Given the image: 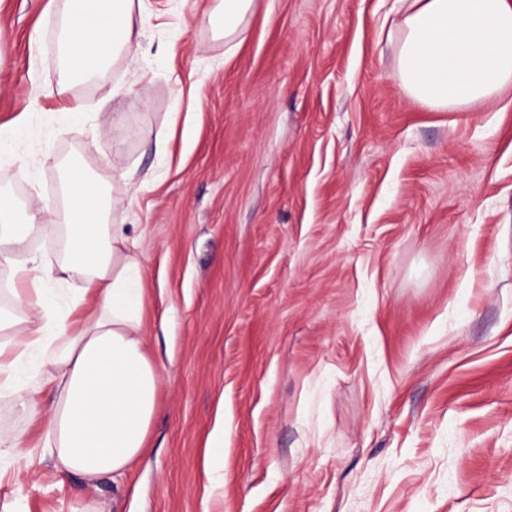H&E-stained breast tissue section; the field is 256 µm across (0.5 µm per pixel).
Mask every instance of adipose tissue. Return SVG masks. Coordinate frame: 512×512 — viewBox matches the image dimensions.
I'll list each match as a JSON object with an SVG mask.
<instances>
[{"instance_id":"1","label":"adipose tissue","mask_w":512,"mask_h":512,"mask_svg":"<svg viewBox=\"0 0 512 512\" xmlns=\"http://www.w3.org/2000/svg\"><path fill=\"white\" fill-rule=\"evenodd\" d=\"M135 0H62L58 52L68 78L86 79L117 53L136 58ZM398 77L429 106L460 108L512 91V0H409L400 24ZM60 217L68 227L61 271L83 288L59 305L39 255L21 253L13 207L0 201V260L15 265V298L37 313L16 356L0 345V387L32 407V381L48 369L55 401L41 446L60 471L87 483L122 476L142 456L160 393L143 335L142 266L135 243L107 221L99 185L72 168Z\"/></svg>"}]
</instances>
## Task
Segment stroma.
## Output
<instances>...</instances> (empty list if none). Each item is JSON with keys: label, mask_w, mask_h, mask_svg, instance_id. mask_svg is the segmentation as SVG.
Segmentation results:
<instances>
[{"label": "stroma", "mask_w": 512, "mask_h": 512, "mask_svg": "<svg viewBox=\"0 0 512 512\" xmlns=\"http://www.w3.org/2000/svg\"><path fill=\"white\" fill-rule=\"evenodd\" d=\"M219 3L144 0L138 60L65 86L52 0H0V197L55 263L59 162L108 184L162 380L92 485L42 454L47 380L31 412L0 390V510L512 512V96L410 97L402 0H253L230 38Z\"/></svg>", "instance_id": "obj_1"}]
</instances>
